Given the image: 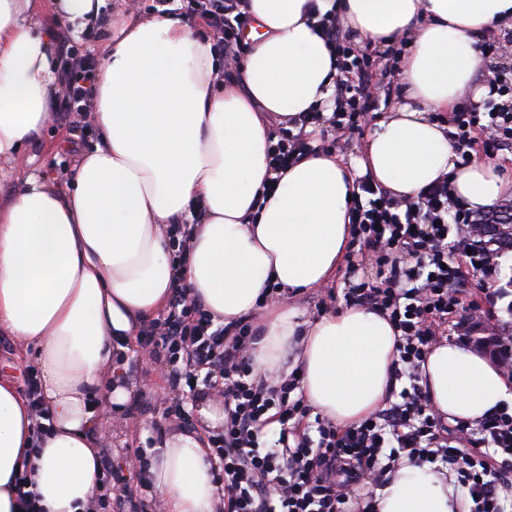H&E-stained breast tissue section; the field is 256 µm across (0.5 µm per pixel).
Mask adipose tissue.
<instances>
[{
  "mask_svg": "<svg viewBox=\"0 0 512 512\" xmlns=\"http://www.w3.org/2000/svg\"><path fill=\"white\" fill-rule=\"evenodd\" d=\"M339 6L373 44L409 33L403 99L376 122L356 170L333 154L300 160L270 184L267 115L288 121L324 106L335 65L315 34L308 2ZM40 0H0V177L24 161L50 122L61 86L56 36L38 21ZM254 25L237 74L215 85L210 40L172 11L123 21L103 47L93 113L99 141L76 163L71 188L28 173L0 205V334L40 374L50 428L33 435L27 399L0 376V512H19L14 476L33 467L43 512H83L101 469L98 396L124 405L113 349L165 308L181 281L218 324L264 307L258 373L300 369L314 412L350 426L383 405L397 356L395 331L377 312L349 307L305 319L292 296L326 285L350 237L356 175L416 200L439 177L483 211L508 190L493 166L459 168L431 118L476 82L485 27L512 16V0H249ZM194 224L182 268L166 229ZM284 296L264 303L263 291ZM434 409L448 423L476 421L512 402V380L482 353L434 346L422 367ZM148 474L166 512H214L209 449L195 433L151 448ZM454 477L403 463L373 495V512H464Z\"/></svg>",
  "mask_w": 512,
  "mask_h": 512,
  "instance_id": "ef3b65f1",
  "label": "adipose tissue"
}]
</instances>
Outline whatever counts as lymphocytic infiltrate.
<instances>
[{
    "label": "lymphocytic infiltrate",
    "instance_id": "f902f5d3",
    "mask_svg": "<svg viewBox=\"0 0 512 512\" xmlns=\"http://www.w3.org/2000/svg\"><path fill=\"white\" fill-rule=\"evenodd\" d=\"M247 5L248 0H188L186 6L185 20L204 22L228 68L239 66L245 51L240 32L249 22ZM318 27L338 62L331 103L271 136L269 166L278 174L326 147L343 150L401 89L408 36L394 37L380 51L358 45L337 12L323 15ZM478 49L489 61L487 94L478 101L462 96L444 119L460 168L478 154L496 156L512 148V17L488 27ZM58 59L63 90L56 110L77 125L89 117L98 65L65 41ZM358 187L349 209L344 287L327 290L317 311L341 303L386 316L398 334L394 378L400 389L391 390L383 408L347 428L311 416L310 406L295 395L298 372L257 375L252 321L214 325L206 309L177 286L164 311L137 336L143 353L165 354L175 366L167 380V413L188 420L183 399L189 391H204L224 407L223 425L209 435L221 491L215 512H369L356 485L367 479L383 486L387 474L406 461L453 470L469 512H504L505 500L512 499V412L447 426L421 374L444 331L469 336L483 304L503 303L512 316V290L496 285L492 249L470 232L485 215L467 208L447 179L423 189L413 202L366 177ZM367 254L378 268L373 279L362 267ZM147 466L139 450L127 468L103 467L99 493L86 512H105L112 504L137 512L151 486L145 480L132 486L125 472Z\"/></svg>",
    "mask_w": 512,
    "mask_h": 512
}]
</instances>
